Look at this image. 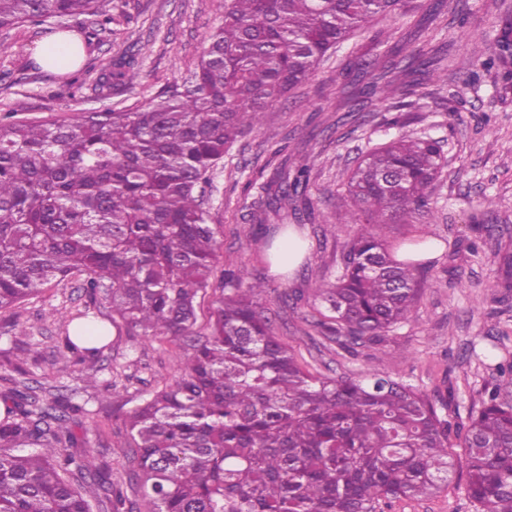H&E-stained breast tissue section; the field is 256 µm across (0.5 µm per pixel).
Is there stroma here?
<instances>
[{"label":"stroma","instance_id":"35a3bbf8","mask_svg":"<svg viewBox=\"0 0 512 512\" xmlns=\"http://www.w3.org/2000/svg\"><path fill=\"white\" fill-rule=\"evenodd\" d=\"M120 24L99 31L80 62L67 72L33 58L36 42L52 39L50 26L0 29V116L16 121L68 119L83 112L132 110L194 71L208 35L220 25L219 0H102ZM398 19L367 24L320 63L307 83L269 107L261 126L246 133L224 159L209 195L224 236L212 281L225 268L261 277L267 284L259 305L274 332L298 361L330 377L375 372L443 397L455 428L466 427L486 390L499 388L512 404V376L499 367L512 362V84L497 70H481L469 40L494 42L512 22V0H408ZM389 38L403 56L438 53L441 80L419 73L399 75L411 87L410 104L393 107L365 97L371 75L360 63L379 54ZM136 53L135 85L109 95L95 92L100 73L125 54ZM430 136L442 148L443 166L431 187V207L396 219L389 228L392 251L434 242L424 259L427 286L412 318L395 325L378 345L345 349L310 323L311 288L335 280L350 241L367 231L348 224L353 209L347 182L357 160L400 134ZM309 165L311 179L295 210L259 217L254 201L277 171ZM265 241H253L257 219ZM305 242V256L292 275L273 270L272 252L288 228ZM108 322L107 303L92 300L79 278L46 287L19 307L0 311V375L36 388L51 382L55 393L87 411L76 432L114 477L128 479L131 454L126 414L141 394L172 383L185 349L142 336L111 335L101 352L73 361L69 373L50 378L65 351L64 336L80 311ZM95 374L97 390L85 374ZM456 472L448 487L428 497L392 501L383 512H478L467 494L464 449L453 448Z\"/></svg>","mask_w":512,"mask_h":512}]
</instances>
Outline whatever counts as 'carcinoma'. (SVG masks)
Segmentation results:
<instances>
[{
    "instance_id": "1",
    "label": "carcinoma",
    "mask_w": 512,
    "mask_h": 512,
    "mask_svg": "<svg viewBox=\"0 0 512 512\" xmlns=\"http://www.w3.org/2000/svg\"><path fill=\"white\" fill-rule=\"evenodd\" d=\"M403 0H224L189 83L134 111L0 124V310L52 282L82 279L112 309L117 331L179 342L213 288L222 225L205 198L218 166L264 112L313 74L329 51ZM116 23L100 0H0V28L49 18ZM374 81L394 98L390 47ZM512 63V29L473 53ZM134 55L96 82L131 86ZM439 141L402 134L368 152L348 185L375 227L352 242L334 282L312 289L313 323L342 345L379 344L408 320L425 288L420 264L397 260L386 230L430 205ZM308 169L277 175L254 202L279 211L304 195ZM259 279L224 272L211 333L192 345L171 384L127 415L139 500H127L94 451H76L72 415L1 376L0 512H376L380 502L433 495L455 462L448 404L366 373L328 379L274 336ZM466 490L482 512H512V405L487 392L466 432Z\"/></svg>"
}]
</instances>
